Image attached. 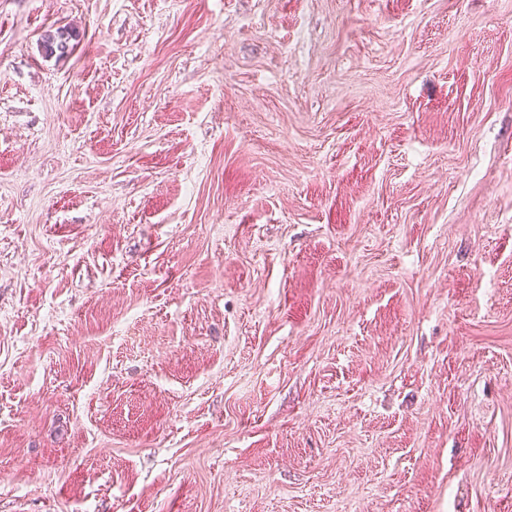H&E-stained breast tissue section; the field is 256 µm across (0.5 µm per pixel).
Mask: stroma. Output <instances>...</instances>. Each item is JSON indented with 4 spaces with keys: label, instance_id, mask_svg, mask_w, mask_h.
<instances>
[{
    "label": "stroma",
    "instance_id": "1",
    "mask_svg": "<svg viewBox=\"0 0 512 512\" xmlns=\"http://www.w3.org/2000/svg\"><path fill=\"white\" fill-rule=\"evenodd\" d=\"M0 512H512V0H0Z\"/></svg>",
    "mask_w": 512,
    "mask_h": 512
}]
</instances>
